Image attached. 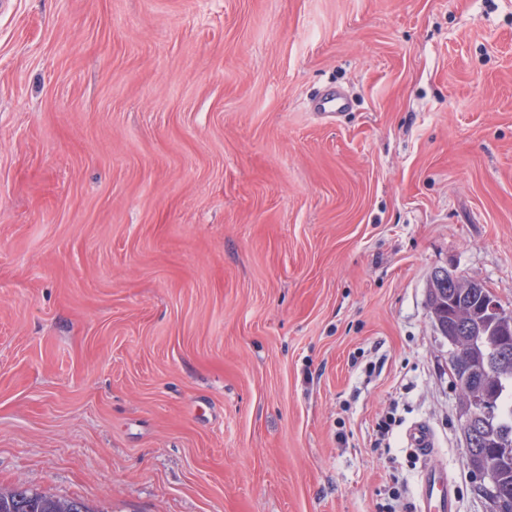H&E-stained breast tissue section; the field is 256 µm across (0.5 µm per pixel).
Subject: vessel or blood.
Listing matches in <instances>:
<instances>
[{
	"label": "vessel or blood",
	"mask_w": 512,
	"mask_h": 512,
	"mask_svg": "<svg viewBox=\"0 0 512 512\" xmlns=\"http://www.w3.org/2000/svg\"><path fill=\"white\" fill-rule=\"evenodd\" d=\"M406 441L423 462L416 512H455L457 490L447 468L436 459V442L432 431L425 424H414L406 432Z\"/></svg>",
	"instance_id": "1"
}]
</instances>
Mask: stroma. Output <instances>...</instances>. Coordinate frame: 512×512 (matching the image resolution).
Listing matches in <instances>:
<instances>
[{
	"instance_id": "obj_1",
	"label": "stroma",
	"mask_w": 512,
	"mask_h": 512,
	"mask_svg": "<svg viewBox=\"0 0 512 512\" xmlns=\"http://www.w3.org/2000/svg\"><path fill=\"white\" fill-rule=\"evenodd\" d=\"M438 267L512 311V0H0L1 487L387 512L424 421L486 512Z\"/></svg>"
}]
</instances>
